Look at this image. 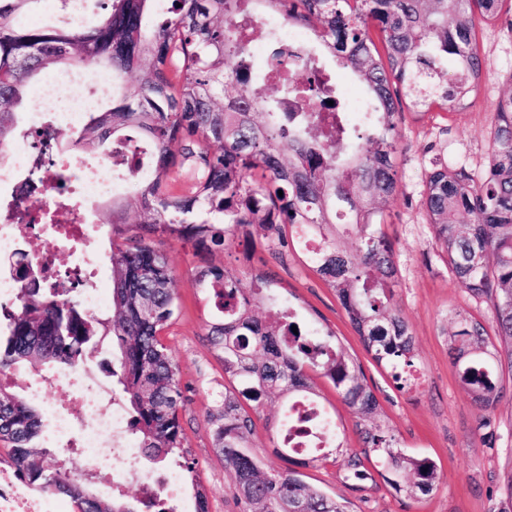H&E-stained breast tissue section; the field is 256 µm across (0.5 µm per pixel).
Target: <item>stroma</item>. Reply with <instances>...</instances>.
I'll list each match as a JSON object with an SVG mask.
<instances>
[{
  "mask_svg": "<svg viewBox=\"0 0 512 512\" xmlns=\"http://www.w3.org/2000/svg\"><path fill=\"white\" fill-rule=\"evenodd\" d=\"M476 38L485 61L486 77L473 107L417 119L404 113L398 125L396 156L399 192L385 216L384 230L392 241L399 269L394 301L414 336L417 382L397 387L389 370L376 365L364 351L333 292L303 255L269 258L261 244L239 246L212 256L215 264L238 269L264 266L280 293L308 318L328 325L361 360L374 385L385 416L406 451L434 459L440 481L433 492L413 500L395 495L381 478L362 481L352 489L337 465L326 462L306 469V481L328 495L350 503L351 512H512L505 483L512 474V373L503 372L506 394L497 408L481 414L464 390L449 354L446 334L456 311L487 320L490 302L476 299L459 286L441 260L421 201L433 161L466 167L481 175L492 146L494 106L512 86V13L498 23L477 25ZM175 280L178 315L164 335L185 388L182 426L197 473L209 494L210 512H240L233 477L214 447L207 413L224 391V367L212 349L206 323L212 307L193 281L202 258L177 242L164 247ZM265 420L279 419L281 404L269 400ZM264 420V422H265ZM257 424L253 450L265 469L287 463L273 450V433Z\"/></svg>",
  "mask_w": 512,
  "mask_h": 512,
  "instance_id": "1",
  "label": "stroma"
}]
</instances>
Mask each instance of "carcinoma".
<instances>
[{
	"instance_id": "cac0c4a2",
	"label": "carcinoma",
	"mask_w": 512,
	"mask_h": 512,
	"mask_svg": "<svg viewBox=\"0 0 512 512\" xmlns=\"http://www.w3.org/2000/svg\"><path fill=\"white\" fill-rule=\"evenodd\" d=\"M35 2L0 0V162L21 137L19 115L46 68L86 64L112 72V99L91 113L74 145L90 156L112 150L122 174L133 162L131 144L148 148L150 160L112 197L108 308L83 306L78 272L52 283L36 252L19 253L21 287L0 302V441L10 444L9 464L23 483L67 499L73 512H137L120 497L98 496L74 457L44 447L42 409L8 382L19 368L86 376L89 352L109 337L118 350L109 373L136 447L155 464L178 462L195 512H209L185 447L184 389L162 339L178 310L163 240L189 243L198 255L257 238L274 255L303 250L364 350L395 380L410 381L416 348L393 305L398 269L382 229L397 193L396 129L405 110L422 119L473 104L485 73L475 23H497L507 0H169L163 14L158 0H97L78 28L25 24ZM255 4L310 30L320 50L305 46L292 66L249 88L239 74H250L249 45L260 37ZM328 57L366 88L370 112L359 126L328 105L336 101ZM315 101L328 112L312 110ZM494 117L483 176L436 162L422 200L457 283L494 300L491 327L460 312L448 333L452 363L482 412L502 398L497 366L505 360L512 369V87ZM187 162L192 182L177 188L173 169ZM350 233L352 251L341 246ZM193 279L216 310L207 336L229 384L208 418L243 512H347L302 478L300 469L328 460L350 481L364 480L370 465L407 498L433 491L438 464L403 449L362 363L333 330L304 322L261 270L207 263ZM267 305L276 312L263 321L258 310ZM315 374L357 418L360 450L348 446L340 424L324 430L331 413ZM272 395L283 406L272 425L275 448L291 467L265 473L250 439Z\"/></svg>"
}]
</instances>
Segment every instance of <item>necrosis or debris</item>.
Returning a JSON list of instances; mask_svg holds the SVG:
<instances>
[{"mask_svg":"<svg viewBox=\"0 0 512 512\" xmlns=\"http://www.w3.org/2000/svg\"><path fill=\"white\" fill-rule=\"evenodd\" d=\"M112 93V74L87 66L72 71H51L36 91L37 112L30 118L31 128H38L40 118L52 116L60 137L78 130L90 112L96 111ZM36 165V157L27 141L20 140L8 149V159L0 164V185L12 184L22 193V209L28 212L24 224L0 223V256L18 252L31 228H38L46 246L39 259L53 268L54 255L72 243H80L76 262L89 284L82 295L87 309L98 310L104 297L101 261L91 245L94 225L91 214L102 201L122 190L113 176L112 159L104 156L81 159L76 148L57 153L51 166L44 168L41 182L27 183L25 176ZM62 184L64 198L46 193L50 184ZM23 382L30 396L38 400L51 422L46 444L51 448L77 449L83 472L123 483L138 480L144 496L163 493L174 498L180 475L169 468L155 477H139L135 469V451L123 436L127 421L120 406L103 410L87 385L74 374L30 375ZM67 386L71 391L68 406H59L49 395V386ZM0 512H64L54 502L35 498L20 488L13 474L0 468Z\"/></svg>","mask_w":512,"mask_h":512,"instance_id":"obj_1","label":"necrosis or debris"}]
</instances>
